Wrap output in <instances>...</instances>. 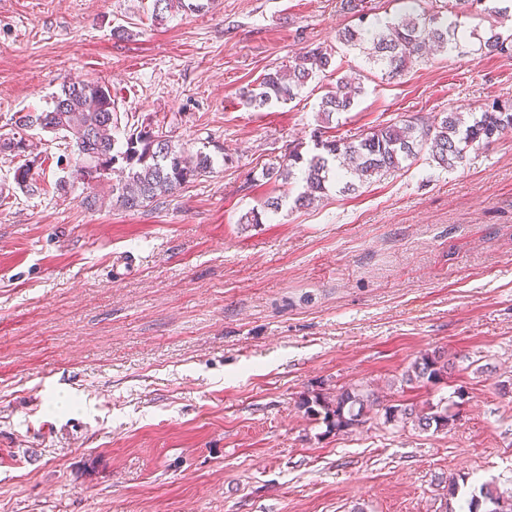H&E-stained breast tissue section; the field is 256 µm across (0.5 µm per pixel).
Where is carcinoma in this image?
I'll use <instances>...</instances> for the list:
<instances>
[{
    "mask_svg": "<svg viewBox=\"0 0 512 512\" xmlns=\"http://www.w3.org/2000/svg\"><path fill=\"white\" fill-rule=\"evenodd\" d=\"M409 7L398 18L373 14L365 18V0H340L341 10L359 17V24L338 32V42L350 49L367 51L366 61L389 79L404 75L411 65L428 59L430 53H448L458 47L457 25L448 15L436 12L425 15L418 11L420 0H406ZM500 0H454L452 8L465 15L479 7L490 19L509 15L512 9L498 6ZM208 4L204 0H152V17L162 22L174 10L199 13ZM479 50L486 55H512V35L503 36L491 25L479 38ZM333 49L317 46L301 51L286 69L265 73L252 88L242 90L246 104L263 109L274 102L290 101L316 75L332 66ZM363 93L359 83L346 79L321 98L319 111L340 114L352 109ZM37 125L67 144L75 155L74 179L80 182L99 181L118 170L123 179L112 185L116 205L125 210L145 208L158 199L174 194L179 188L212 170V158L199 149L195 152L173 143L163 126H143L135 115L121 122L109 86L100 83L65 82L54 96L53 107L45 112L26 115L22 127ZM124 125L123 138L115 136ZM512 128V102L494 99L483 104L469 118L450 111L431 123L410 121L403 126L380 124L352 141L326 140L317 145L323 153L303 159L300 153L288 155V162L267 172L269 178L287 180L293 168L301 169L303 192L295 199L301 206L320 200L328 191L336 170L347 177L354 173L359 179L387 176L403 169V164L423 152L442 168L454 167L466 160L474 146H490L503 130ZM27 161L14 170L15 183L28 192L37 193L32 183L31 164ZM282 198L269 197L261 210L253 209L243 217L246 224L262 223V214L276 213ZM448 360L439 351L417 355L402 375L407 384H434L448 378ZM381 406L387 424H412L421 431L448 430L457 420L454 408L458 403H426L380 405L378 397L359 385L341 387L334 392H317L302 402L305 413L322 419L327 431H347L365 423L366 409ZM512 512V492L508 495L489 490L480 497H471L459 512Z\"/></svg>",
    "mask_w": 512,
    "mask_h": 512,
    "instance_id": "cac0c4a2",
    "label": "carcinoma"
}]
</instances>
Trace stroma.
Returning <instances> with one entry per match:
<instances>
[{
  "label": "stroma",
  "mask_w": 512,
  "mask_h": 512,
  "mask_svg": "<svg viewBox=\"0 0 512 512\" xmlns=\"http://www.w3.org/2000/svg\"><path fill=\"white\" fill-rule=\"evenodd\" d=\"M151 4L0 0V136L63 82H99L117 112L167 119L214 160L127 211L108 179L55 193L64 149L49 133L25 134L42 193L0 153V512H451L449 479L462 500L512 489V129L455 168L424 153L304 207L300 178L264 175L310 157L321 128L352 140L512 100V57L476 51L488 18L394 80L338 47L333 74L257 110L240 89L335 45L352 20L340 0H214L162 23ZM345 75L364 92L324 117ZM270 196L277 213L242 223ZM432 349L449 378L403 384ZM356 384L395 403L465 397L438 432L376 416L330 433L300 406Z\"/></svg>",
  "instance_id": "obj_1"
}]
</instances>
